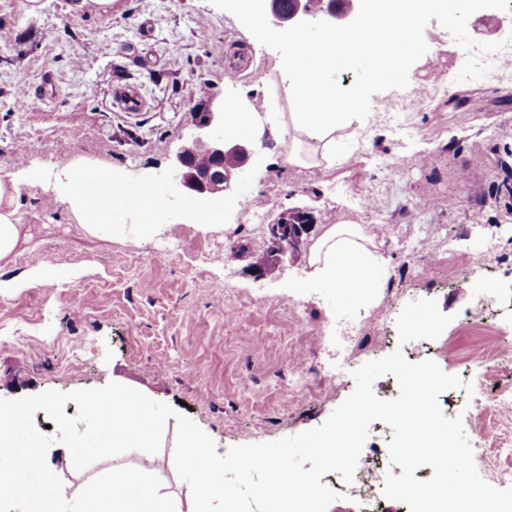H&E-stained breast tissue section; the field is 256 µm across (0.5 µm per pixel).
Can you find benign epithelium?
Instances as JSON below:
<instances>
[{
	"label": "benign epithelium",
	"instance_id": "7a95c632",
	"mask_svg": "<svg viewBox=\"0 0 512 512\" xmlns=\"http://www.w3.org/2000/svg\"><path fill=\"white\" fill-rule=\"evenodd\" d=\"M278 21L290 22L305 31L317 27L307 0H296ZM193 126L194 135L172 154L169 174L182 192L208 201L210 207L215 208L224 203V197L234 195L252 148L224 134V113L211 102L193 113ZM229 154L237 155L239 162L226 170L224 158ZM310 228L309 224L290 226L288 215H279L269 224L273 255L280 258L296 251Z\"/></svg>",
	"mask_w": 512,
	"mask_h": 512
}]
</instances>
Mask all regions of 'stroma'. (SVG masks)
I'll use <instances>...</instances> for the list:
<instances>
[{"label": "stroma", "mask_w": 512, "mask_h": 512, "mask_svg": "<svg viewBox=\"0 0 512 512\" xmlns=\"http://www.w3.org/2000/svg\"><path fill=\"white\" fill-rule=\"evenodd\" d=\"M43 3L33 15L27 0H0V170L19 182L26 237L0 261V281L17 284L0 293V399L119 381L175 411L157 453L130 450L60 473L64 499L117 465L159 474L174 457L179 414L220 453L322 425L355 379L321 393L288 390L297 360L323 374L335 363L337 318L386 323L352 356L357 368L386 357L403 322L432 317L430 338L405 359L434 361L461 379L449 417L462 419L465 434H494L481 477L512 473V414L479 411L470 400L475 356L495 342L471 343L462 323L467 313L486 318L512 337V65L492 75L473 66L512 21L506 0L488 8L450 0L426 17L404 73L371 89L363 127L338 142L351 164L285 163L278 136L258 117L251 142L259 161L212 228L200 226L192 201L174 198L170 157L192 137V114L207 100L259 105L278 93L274 61L291 51L292 27L257 45L228 0H114L108 13L77 10L75 0ZM231 66L262 76L232 80ZM120 86L138 90L144 109L116 107ZM22 90L43 105L18 110ZM77 166L111 168L133 189L159 188L162 232L86 231L54 187L58 171ZM297 209L311 217L309 234L274 274L257 277L252 256L269 249V224ZM326 224L375 234L385 261L377 288L304 287L309 248ZM170 246L174 254L157 259ZM205 252L223 263H204ZM41 272L45 283L28 284ZM230 307L237 323L224 321Z\"/></svg>", "instance_id": "stroma-1"}]
</instances>
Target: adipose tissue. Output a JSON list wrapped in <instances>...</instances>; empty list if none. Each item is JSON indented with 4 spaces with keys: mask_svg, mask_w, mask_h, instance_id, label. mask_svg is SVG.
Returning a JSON list of instances; mask_svg holds the SVG:
<instances>
[{
    "mask_svg": "<svg viewBox=\"0 0 512 512\" xmlns=\"http://www.w3.org/2000/svg\"><path fill=\"white\" fill-rule=\"evenodd\" d=\"M395 10L387 15L368 16L363 26L351 29L326 27L312 37L308 52L291 51L279 70L287 75L284 99L266 98L261 107L227 104L225 130L231 135H246L256 124L257 111H264L272 126L284 129V157L288 164L318 167L344 164L350 157L336 151L337 132L363 125L368 87L394 81L412 55L414 32L423 19L443 0H392ZM396 26V33L381 51L368 60L341 54V47L364 41L363 27ZM357 68L362 81L349 90L340 89L333 80L337 71ZM98 168L79 167L59 173L58 181L67 191L70 206L80 224L91 232L107 231L138 234L148 220L152 206L144 203L117 208L106 200L89 204L86 188L98 176ZM19 187L16 178L0 174V260L12 255L21 240L16 222ZM373 236L358 224L324 225L309 250L311 283L331 289H350L362 294L381 280L382 259L372 250Z\"/></svg>",
    "mask_w": 512,
    "mask_h": 512,
    "instance_id": "1",
    "label": "adipose tissue"
}]
</instances>
